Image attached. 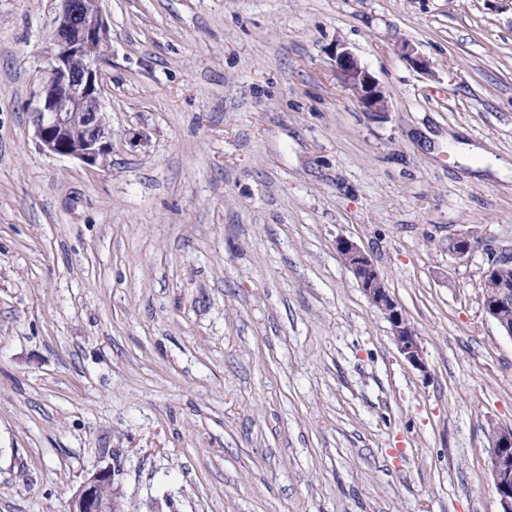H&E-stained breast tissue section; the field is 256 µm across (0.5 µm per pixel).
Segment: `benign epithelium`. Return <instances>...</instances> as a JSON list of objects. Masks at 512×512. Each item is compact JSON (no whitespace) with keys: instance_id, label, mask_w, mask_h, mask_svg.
I'll list each match as a JSON object with an SVG mask.
<instances>
[{"instance_id":"obj_1","label":"benign epithelium","mask_w":512,"mask_h":512,"mask_svg":"<svg viewBox=\"0 0 512 512\" xmlns=\"http://www.w3.org/2000/svg\"><path fill=\"white\" fill-rule=\"evenodd\" d=\"M55 26L44 51L46 75L36 92L37 106L32 112L34 136L41 149L51 155L78 160L92 169L102 166L112 152L111 134L103 121L101 68L110 52V27L101 0H59ZM99 53L86 55L88 46ZM82 60L80 67L73 66ZM336 69L348 77L364 111L376 116L388 112V101L379 83L344 45L333 52ZM481 246L469 236L448 242V251L464 258ZM336 251L352 272L369 302L390 323L401 355L412 366L423 370L425 362L418 333L406 317L398 300L390 293L371 257L348 238L336 240ZM512 305V280L501 281L497 294L484 297V308L500 331L512 338V325L499 318V311ZM491 472L502 512H512V429L493 432ZM112 468H100L72 489L69 512H124L120 494L106 499L101 489L114 484Z\"/></svg>"}]
</instances>
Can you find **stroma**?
I'll return each mask as SVG.
<instances>
[{"label": "stroma", "instance_id": "1", "mask_svg": "<svg viewBox=\"0 0 512 512\" xmlns=\"http://www.w3.org/2000/svg\"><path fill=\"white\" fill-rule=\"evenodd\" d=\"M57 8L0 0V512H68L107 466L125 512H501L512 338L483 283L512 257V6L102 0L91 171L33 136ZM336 69L348 77L355 96L365 112L383 116L388 112V101L379 83L364 68L358 59L343 44H336L332 54ZM336 251L369 302L390 323L401 355L412 366L424 369L425 362L418 333L410 324L398 300L390 293L371 257L355 242L343 237L337 239ZM491 472L502 507L512 511V429H496L491 439Z\"/></svg>", "mask_w": 512, "mask_h": 512}]
</instances>
